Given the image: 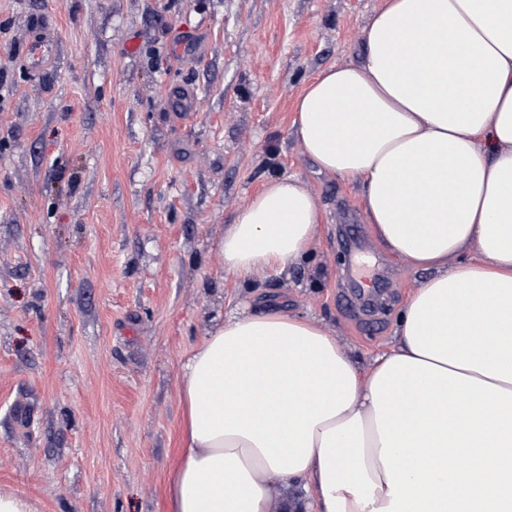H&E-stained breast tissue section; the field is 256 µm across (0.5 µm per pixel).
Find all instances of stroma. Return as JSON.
<instances>
[{"mask_svg": "<svg viewBox=\"0 0 512 512\" xmlns=\"http://www.w3.org/2000/svg\"><path fill=\"white\" fill-rule=\"evenodd\" d=\"M383 0H0V487L37 512H166L187 355L248 305L321 321L367 365L423 274L295 135ZM52 32L42 68L29 43ZM192 111L180 105L184 94ZM322 213L309 255L239 281L221 242L272 177ZM388 293L344 306L341 241Z\"/></svg>", "mask_w": 512, "mask_h": 512, "instance_id": "35a3bbf8", "label": "stroma"}]
</instances>
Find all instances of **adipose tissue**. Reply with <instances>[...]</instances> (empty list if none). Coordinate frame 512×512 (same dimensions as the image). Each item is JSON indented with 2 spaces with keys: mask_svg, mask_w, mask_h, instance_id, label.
I'll list each match as a JSON object with an SVG mask.
<instances>
[{
  "mask_svg": "<svg viewBox=\"0 0 512 512\" xmlns=\"http://www.w3.org/2000/svg\"><path fill=\"white\" fill-rule=\"evenodd\" d=\"M296 112L318 172L359 182L378 241L424 277L364 369L272 308L196 345L168 512H512V0H385L360 62ZM320 221L302 180L268 179L224 267L297 263ZM292 483L310 498H282Z\"/></svg>",
  "mask_w": 512,
  "mask_h": 512,
  "instance_id": "adipose-tissue-1",
  "label": "adipose tissue"
}]
</instances>
